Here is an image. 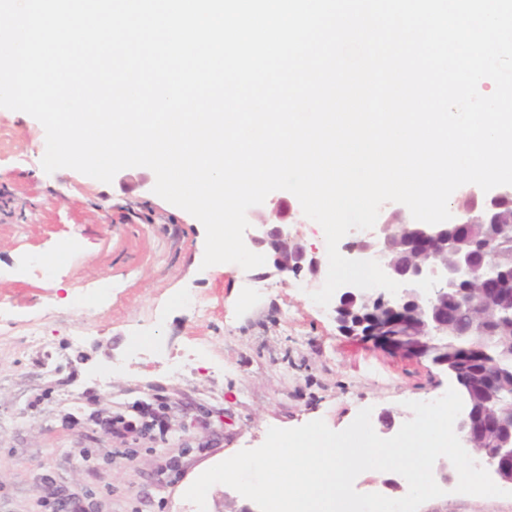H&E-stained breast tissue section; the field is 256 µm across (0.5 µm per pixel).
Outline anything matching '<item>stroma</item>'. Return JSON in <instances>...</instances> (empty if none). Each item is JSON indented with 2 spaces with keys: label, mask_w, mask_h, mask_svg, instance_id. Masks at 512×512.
<instances>
[{
  "label": "stroma",
  "mask_w": 512,
  "mask_h": 512,
  "mask_svg": "<svg viewBox=\"0 0 512 512\" xmlns=\"http://www.w3.org/2000/svg\"><path fill=\"white\" fill-rule=\"evenodd\" d=\"M0 512H197L183 494L206 469L260 446L269 428L362 408L395 426L407 401L441 397L446 369L342 334L309 297L325 275L202 268L205 230L133 167L105 184L46 173L45 131L0 108ZM66 251L68 263L47 257ZM57 352L45 371L31 329ZM163 402L165 441L104 420ZM419 512H512V497L450 492Z\"/></svg>",
  "instance_id": "stroma-1"
}]
</instances>
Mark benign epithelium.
Segmentation results:
<instances>
[{
    "instance_id": "1",
    "label": "benign epithelium",
    "mask_w": 512,
    "mask_h": 512,
    "mask_svg": "<svg viewBox=\"0 0 512 512\" xmlns=\"http://www.w3.org/2000/svg\"><path fill=\"white\" fill-rule=\"evenodd\" d=\"M249 214L252 222L248 240L253 246L269 248L275 272L296 277L304 270L320 274L321 261L315 251L308 250L292 233L291 214L280 207L269 210L262 205L251 207ZM389 229L390 224L385 221L363 230L345 243L343 250L349 259L378 258L384 272L402 283L401 289L393 295L380 288L341 287L336 298V322L348 334L369 336L446 368L463 389L464 409L458 429L463 433L464 447L472 451L478 462L489 466L497 479L512 484V437L494 436L500 417L492 409H479V398L472 390L467 370L459 361L448 358V349L437 341L448 326V288L470 280L477 268L463 250L451 260L441 257L437 250L443 232L440 223L420 225L415 249L422 253L421 259L389 260ZM468 335L475 340L467 355L478 363L490 365L481 340L477 339L481 330L473 326Z\"/></svg>"
}]
</instances>
